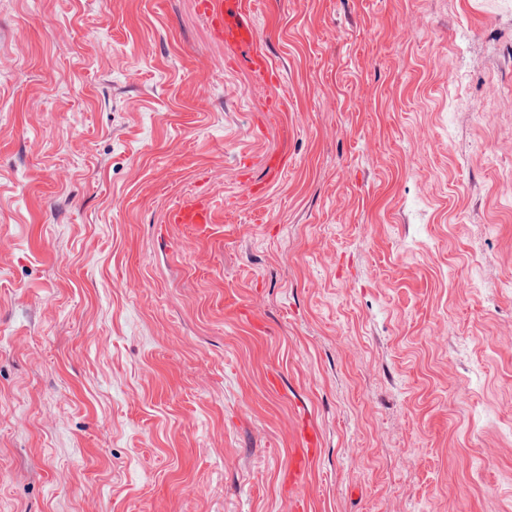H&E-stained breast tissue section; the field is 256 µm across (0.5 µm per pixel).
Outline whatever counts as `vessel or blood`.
I'll list each match as a JSON object with an SVG mask.
<instances>
[{
	"label": "vessel or blood",
	"mask_w": 512,
	"mask_h": 512,
	"mask_svg": "<svg viewBox=\"0 0 512 512\" xmlns=\"http://www.w3.org/2000/svg\"><path fill=\"white\" fill-rule=\"evenodd\" d=\"M251 5L252 0H196L198 11L210 22L213 37L228 51L229 65L265 79L273 68L252 22ZM167 221L205 233L213 223V211L207 198L198 196L171 210Z\"/></svg>",
	"instance_id": "1"
}]
</instances>
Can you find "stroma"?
I'll return each mask as SVG.
<instances>
[{
	"label": "stroma",
	"mask_w": 512,
	"mask_h": 512,
	"mask_svg": "<svg viewBox=\"0 0 512 512\" xmlns=\"http://www.w3.org/2000/svg\"><path fill=\"white\" fill-rule=\"evenodd\" d=\"M253 16L0 0V512H512V0ZM251 0H196L198 11L210 22L213 37L229 52L228 65L263 78L273 68L251 19ZM170 224H188L198 233H206L213 224V211L205 196H197L193 200L174 208L168 214Z\"/></svg>",
	"instance_id": "obj_1"
}]
</instances>
